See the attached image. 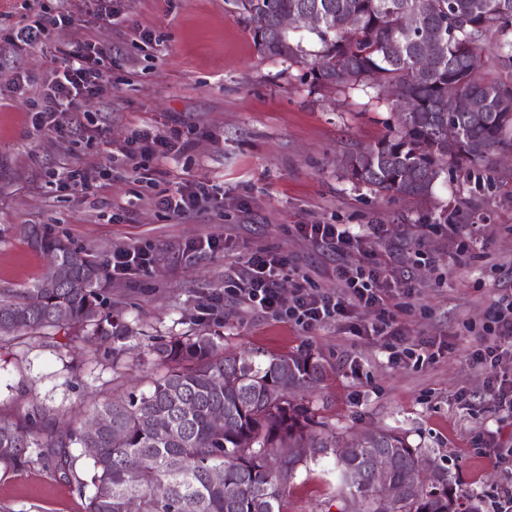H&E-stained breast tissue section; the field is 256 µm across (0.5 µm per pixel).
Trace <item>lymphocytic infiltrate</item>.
<instances>
[{"mask_svg": "<svg viewBox=\"0 0 512 512\" xmlns=\"http://www.w3.org/2000/svg\"><path fill=\"white\" fill-rule=\"evenodd\" d=\"M76 19L73 7L67 6L65 0H55L54 5H41L32 20L10 30L4 40L18 51L42 47L50 30L70 26ZM53 62L52 80L37 96L27 100L34 125H47L55 113L76 111L79 98L111 97V49L88 40L77 48L60 50ZM182 145L183 132L179 128L167 131L143 128L128 139L125 154L134 160V172L147 180L153 174L151 160L180 151ZM213 197V186L197 181L157 197L155 204L165 212L182 217L199 211ZM296 231L304 239L334 253L362 249L365 242L364 233L347 224H300ZM288 270L289 263L283 256L259 249L248 259L246 276H227L225 291L253 309L275 317H288L306 332L330 319H349L356 309L375 307L383 301L381 263L371 253L361 264L336 267L340 285L336 293H323L299 282L295 285L291 305L286 307L281 303L277 285ZM480 339L483 347L471 354L470 363L481 368L495 366L499 360V342H512V295L500 297L489 310Z\"/></svg>", "mask_w": 512, "mask_h": 512, "instance_id": "1", "label": "lymphocytic infiltrate"}]
</instances>
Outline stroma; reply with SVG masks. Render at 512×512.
Masks as SVG:
<instances>
[{
	"label": "stroma",
	"mask_w": 512,
	"mask_h": 512,
	"mask_svg": "<svg viewBox=\"0 0 512 512\" xmlns=\"http://www.w3.org/2000/svg\"><path fill=\"white\" fill-rule=\"evenodd\" d=\"M152 41L139 37L140 29ZM95 40L112 50V98H85L57 115V129L35 128L24 100L0 97V290L24 288L47 269L28 244L34 225L80 254L109 262L114 250L139 246L148 269L109 283L112 307L134 334L114 346L63 336L0 343V414L52 410L58 430L87 418L93 399H126L162 375L151 344L206 329L227 355L306 349L329 369L318 387L299 392L317 415L345 436L396 427L412 444L494 512L512 472L495 465L492 447L512 448V413L494 407L486 381L512 378V357L477 368L469 356L499 297L512 293V166L481 170L479 180L438 183L432 202L352 188L337 170L351 149L373 144L392 121L374 88L345 92L315 86L309 63L260 54L231 0H123L114 24L80 15L52 31L46 49H0V82L14 72L40 87L53 67L50 50ZM144 125L187 130L184 151L158 158L156 185L112 166L132 131ZM80 168L88 191L61 188L60 173ZM112 169L111 179L100 178ZM209 181L222 202L174 218L157 208V192ZM298 224H352L369 236L387 273L409 278L412 297L388 291L362 309V323L383 317L410 341L452 343L434 362L395 365L382 340L353 335L331 321L306 332L294 322L246 307L224 292L227 272L243 270L249 253L275 252L332 293L337 256L294 232ZM472 232L482 255H459L456 228ZM224 239L225 250L199 254L192 242ZM334 461L300 469L286 489L284 512H338ZM87 498L52 468L0 471V512H86Z\"/></svg>",
	"instance_id": "35a3bbf8"
}]
</instances>
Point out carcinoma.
Instances as JSON below:
<instances>
[{"label":"carcinoma","instance_id":"cac0c4a2","mask_svg":"<svg viewBox=\"0 0 512 512\" xmlns=\"http://www.w3.org/2000/svg\"><path fill=\"white\" fill-rule=\"evenodd\" d=\"M257 49L271 58L300 63L311 58L312 82L356 89L365 82L377 99L396 106L411 97L418 111L396 113L395 123L367 150L339 160L342 178L377 195L429 199L437 182L479 163L496 166L498 151L512 143V84L491 76L512 69V41L493 42L512 26V0H233ZM314 14L320 24L304 36L279 27L283 14ZM437 45L420 64L429 42ZM490 45L487 63L477 50ZM467 101L463 109L453 97ZM459 135L448 139V126ZM29 245L50 263L70 264L66 280L53 268L28 288L0 293V341L22 337L94 338L119 342L133 329L104 297L105 267L82 257L63 240L27 227ZM221 337L200 331L171 336L152 348L172 368L146 392L126 402L94 404L103 425L83 424L54 433L49 414L0 416V469L34 463L75 477L79 493L90 489L86 512H283V496L298 470L335 459L339 512H482L478 496L460 488L448 469L426 479L416 471L423 449L397 428L363 433L357 454L336 448L339 436L297 401L328 369L309 351L287 355L220 352ZM221 413L224 424L213 417ZM94 448L90 481L75 476L69 448ZM386 457V481L403 487L392 503L378 486L376 460ZM167 486L158 494L159 485Z\"/></svg>","mask_w":512,"mask_h":512}]
</instances>
